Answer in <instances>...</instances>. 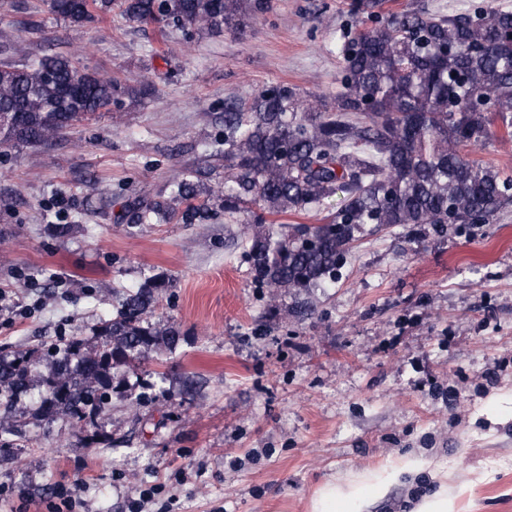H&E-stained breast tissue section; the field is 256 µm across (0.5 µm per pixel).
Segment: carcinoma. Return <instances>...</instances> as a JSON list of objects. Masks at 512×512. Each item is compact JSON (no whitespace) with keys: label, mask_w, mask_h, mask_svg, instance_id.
<instances>
[{"label":"carcinoma","mask_w":512,"mask_h":512,"mask_svg":"<svg viewBox=\"0 0 512 512\" xmlns=\"http://www.w3.org/2000/svg\"><path fill=\"white\" fill-rule=\"evenodd\" d=\"M386 0H352L372 26L340 33L343 57L336 98L301 104L295 87L273 86L224 112V211L254 204L246 256L271 292L300 293L334 281L365 224H489L512 202V176L473 159L469 147L498 128L512 138V11L477 6L451 14L384 12ZM51 12L82 25L112 11V0H49ZM132 22L170 20L199 31L238 26L251 0H120ZM146 94L98 74L84 77L62 54L24 58L18 41H0V149L51 144L78 123ZM191 173L173 182L191 200ZM341 207L322 224L274 229L278 218ZM169 207L132 211L144 224ZM150 282L100 323L97 343L77 337L41 347L47 372L32 378L30 356L0 357V407L39 387L36 413L63 414L82 426L112 404L114 369L176 349L178 332L150 321L158 288Z\"/></svg>","instance_id":"cac0c4a2"}]
</instances>
